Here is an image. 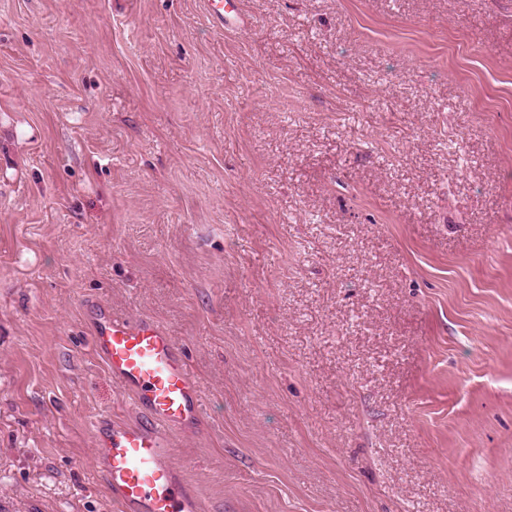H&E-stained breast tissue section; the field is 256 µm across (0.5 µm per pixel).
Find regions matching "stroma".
I'll use <instances>...</instances> for the list:
<instances>
[{
  "mask_svg": "<svg viewBox=\"0 0 512 512\" xmlns=\"http://www.w3.org/2000/svg\"><path fill=\"white\" fill-rule=\"evenodd\" d=\"M242 8L0 0V512H119L91 302L200 512H512V0ZM238 2V0H204L207 17L215 29L223 30L227 27L228 19L237 14ZM86 314L95 353L142 416L134 423H96L95 457L108 491L125 512H198L195 490L172 461L171 432L201 417L179 347L153 321L119 318L92 304Z\"/></svg>",
  "mask_w": 512,
  "mask_h": 512,
  "instance_id": "stroma-1",
  "label": "stroma"
}]
</instances>
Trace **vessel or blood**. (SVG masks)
<instances>
[{
  "label": "vessel or blood",
  "mask_w": 512,
  "mask_h": 512,
  "mask_svg": "<svg viewBox=\"0 0 512 512\" xmlns=\"http://www.w3.org/2000/svg\"><path fill=\"white\" fill-rule=\"evenodd\" d=\"M215 29L227 27L238 0H204ZM91 341L112 380L128 391L140 421L98 420L95 457L124 512H199L195 490L172 461L170 434L201 417L197 386L174 339L153 321L124 319L89 306Z\"/></svg>",
  "instance_id": "b4317fda"
}]
</instances>
